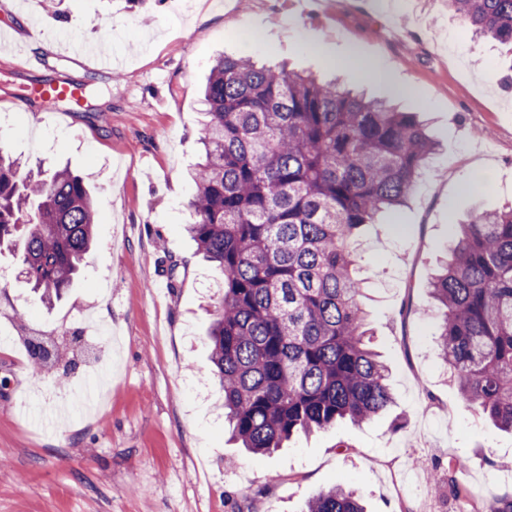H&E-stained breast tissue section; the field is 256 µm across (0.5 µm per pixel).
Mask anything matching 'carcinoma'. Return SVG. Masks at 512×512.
Segmentation results:
<instances>
[{"label":"carcinoma","instance_id":"carcinoma-1","mask_svg":"<svg viewBox=\"0 0 512 512\" xmlns=\"http://www.w3.org/2000/svg\"><path fill=\"white\" fill-rule=\"evenodd\" d=\"M467 28L512 44V0H448ZM188 232L224 291L209 329L224 414L244 448L369 421L391 402L358 297L357 230L402 206L435 145L410 112L249 58L219 57L204 87ZM97 212L69 168L26 169L0 143V247L43 300L86 265ZM431 283L463 402L512 432V208L459 225ZM305 512H364L334 485Z\"/></svg>","mask_w":512,"mask_h":512}]
</instances>
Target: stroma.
<instances>
[{"instance_id":"1","label":"stroma","mask_w":512,"mask_h":512,"mask_svg":"<svg viewBox=\"0 0 512 512\" xmlns=\"http://www.w3.org/2000/svg\"><path fill=\"white\" fill-rule=\"evenodd\" d=\"M48 49L35 51L32 26ZM0 141L28 165H66L91 188L89 263L43 303L0 249V512H304L356 490L366 512H464L459 486L512 498V433L467 407L435 345L429 285L456 224L512 205V46L478 39L448 0H0ZM120 56L98 71L70 45ZM39 54L40 68L25 58ZM338 77L410 110L438 149L407 204L363 228L358 267L392 403L374 419L298 433L273 455L239 448L205 331L222 278L196 250L190 177L200 88L219 54ZM381 62L388 79L363 76ZM93 88L56 113L23 87ZM490 164L486 183L473 162ZM26 317H18V309ZM112 325V343L93 320ZM69 351L29 363L27 344ZM463 457V469L448 462Z\"/></svg>"}]
</instances>
